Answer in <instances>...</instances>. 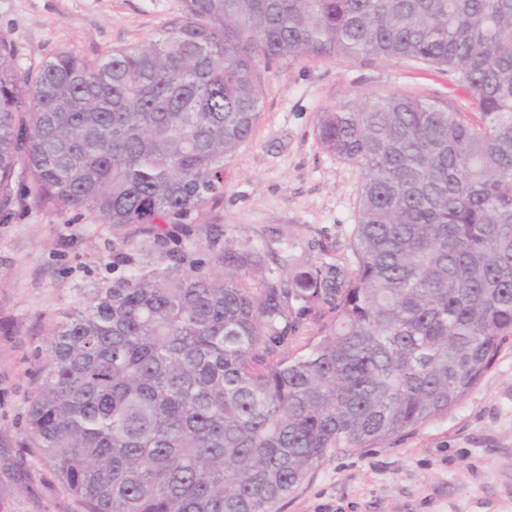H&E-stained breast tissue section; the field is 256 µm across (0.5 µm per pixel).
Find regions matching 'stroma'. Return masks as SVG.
I'll return each instance as SVG.
<instances>
[{"instance_id": "stroma-1", "label": "stroma", "mask_w": 512, "mask_h": 512, "mask_svg": "<svg viewBox=\"0 0 512 512\" xmlns=\"http://www.w3.org/2000/svg\"><path fill=\"white\" fill-rule=\"evenodd\" d=\"M182 0H0V37L21 69L74 50L93 60L143 46ZM264 111L230 164L224 192L173 243L203 257L210 232L251 240L281 280L320 259L353 269L360 174L319 145L316 120L343 98L402 94L473 111L447 73L417 62L306 57L261 65ZM118 252L154 266L145 226H115L86 207L44 209L15 188L0 206V512H84L26 442L25 413L51 330L126 275ZM274 512H512V344L447 415L360 448H332Z\"/></svg>"}]
</instances>
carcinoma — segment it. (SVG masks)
<instances>
[{
    "label": "carcinoma",
    "mask_w": 512,
    "mask_h": 512,
    "mask_svg": "<svg viewBox=\"0 0 512 512\" xmlns=\"http://www.w3.org/2000/svg\"><path fill=\"white\" fill-rule=\"evenodd\" d=\"M414 60L474 112L344 99L317 139L359 170L355 267L275 279L211 234L97 289L47 343L26 421L88 512H272L330 448L445 416L512 340V0H183L147 47L23 72L0 38V205L89 207L163 241L224 192L261 62ZM313 315L302 351L278 354Z\"/></svg>",
    "instance_id": "cac0c4a2"
}]
</instances>
